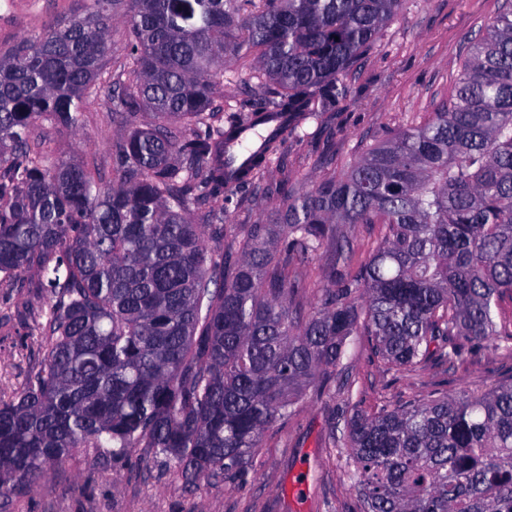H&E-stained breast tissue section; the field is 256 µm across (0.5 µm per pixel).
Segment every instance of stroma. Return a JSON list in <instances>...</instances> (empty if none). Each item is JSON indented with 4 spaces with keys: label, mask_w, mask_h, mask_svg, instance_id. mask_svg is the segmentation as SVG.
Listing matches in <instances>:
<instances>
[{
    "label": "stroma",
    "mask_w": 512,
    "mask_h": 512,
    "mask_svg": "<svg viewBox=\"0 0 512 512\" xmlns=\"http://www.w3.org/2000/svg\"><path fill=\"white\" fill-rule=\"evenodd\" d=\"M89 0H0V47L7 49L48 26L83 13ZM501 0H406L348 78L349 93L336 111L299 133H286L257 189L224 190V250L236 254L250 225L266 224L288 199L333 172L343 171L367 147L426 121L446 101L469 43L482 38ZM252 56L224 70V108L249 99ZM75 134L48 123L35 126L57 161L96 160L112 181V143L124 123L109 98L86 107ZM40 303L34 289L0 297V391L11 392L39 358L23 313ZM512 372V352L488 343L470 346L456 371L428 365L387 369L367 337L354 336L343 359L303 392L295 414L267 431L243 476L222 475L186 486L168 457L148 448L116 458L105 449H74L51 475L0 503V512H359L345 458L330 438L334 421L356 409L392 405L434 390L486 389Z\"/></svg>",
    "instance_id": "stroma-1"
}]
</instances>
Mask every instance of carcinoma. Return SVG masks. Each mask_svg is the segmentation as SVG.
Returning a JSON list of instances; mask_svg holds the SVG:
<instances>
[{
	"label": "carcinoma",
	"instance_id": "obj_1",
	"mask_svg": "<svg viewBox=\"0 0 512 512\" xmlns=\"http://www.w3.org/2000/svg\"><path fill=\"white\" fill-rule=\"evenodd\" d=\"M403 0H90L0 53V288L49 295L30 311L41 362L0 394V496L75 448H151L188 485L244 475L302 388L370 337L387 363L446 370L467 344L512 351V0L470 45L448 103L367 149L345 173L253 224L224 260V186H245L227 145L268 112L297 132L336 109ZM126 79L102 77L116 16ZM255 49L253 110L218 103L224 63ZM133 120L97 164L54 163L37 121L73 134L100 94ZM189 129L181 137L169 122ZM205 213L195 224L191 213ZM381 224L352 268L344 227ZM330 286L306 311L311 265ZM338 447L360 512H512V375L343 420Z\"/></svg>",
	"mask_w": 512,
	"mask_h": 512
}]
</instances>
